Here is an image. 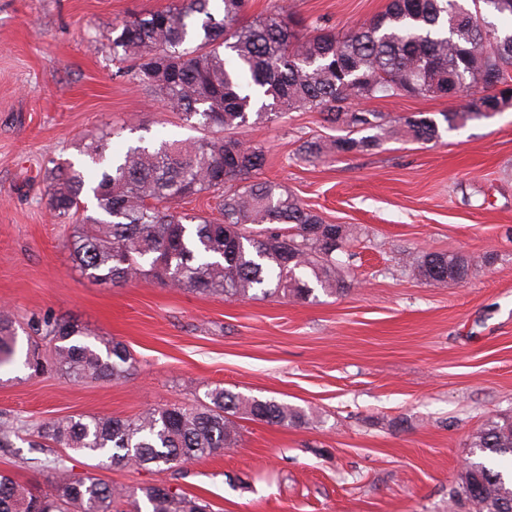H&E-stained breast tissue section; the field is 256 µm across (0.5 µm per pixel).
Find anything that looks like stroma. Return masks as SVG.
<instances>
[{
	"mask_svg": "<svg viewBox=\"0 0 512 512\" xmlns=\"http://www.w3.org/2000/svg\"><path fill=\"white\" fill-rule=\"evenodd\" d=\"M170 0H0V306L20 326L49 313L125 343L120 380L75 383L17 363L0 368V419L17 422L0 470L44 488L53 459L74 474L91 458L40 445L37 427L73 414L134 417L221 385L303 410L305 428L243 421L242 440L172 469L101 470L113 485L166 487L212 512H448L489 417L512 414V107L436 143L395 136L372 151L310 162L303 142L331 136L321 112L237 130L261 145L260 177L326 223L354 231L352 286L310 300L201 295L148 279L93 282L48 208L50 163L110 147L197 139L201 126L117 76L109 34ZM387 0H247L245 21L282 7L309 28L345 33ZM472 257L465 284L433 285L402 259Z\"/></svg>",
	"mask_w": 512,
	"mask_h": 512,
	"instance_id": "35a3bbf8",
	"label": "stroma"
}]
</instances>
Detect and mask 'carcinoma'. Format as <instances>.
<instances>
[{
  "label": "carcinoma",
  "instance_id": "obj_1",
  "mask_svg": "<svg viewBox=\"0 0 512 512\" xmlns=\"http://www.w3.org/2000/svg\"><path fill=\"white\" fill-rule=\"evenodd\" d=\"M173 0L163 9L112 28L120 74L154 92L170 112L195 118L211 135L194 141L137 145L104 164V138L84 147L82 170L46 169L49 209L73 223L67 247L82 275L123 284L138 278L202 295L265 296L307 300L316 289L350 287L341 259L349 230L327 224L284 186L258 181L262 147L232 132L258 122H279L290 112L317 110L340 135L307 141L308 161L380 147L387 134L438 142L443 133L488 118L512 100V30L485 20L500 16L496 0H389L386 9L344 34L306 32L303 19L274 10L241 22L245 0ZM494 73L490 86L484 74ZM462 98L453 109L392 117L355 109L375 98ZM96 210L76 218L83 191ZM203 193L220 198L219 218L180 212L171 203ZM427 283H463L472 260L461 253H423L408 262ZM19 324L0 310V365L16 361ZM24 365L41 369L38 342L49 345L55 371L75 382L119 380L134 369L120 341L100 350L90 333L69 320L45 315L29 324ZM304 427L308 416L274 398L248 397L220 385L196 403L150 409L133 418L69 415L48 421L38 437L62 448L107 458L113 469H171L235 448L238 420ZM469 461L452 509L512 512V478L494 457H512V416L488 419L467 443ZM50 485L34 494L0 471V512H119L142 493L150 512H208V505L169 489L117 487L89 474L77 477L61 463Z\"/></svg>",
  "mask_w": 512,
  "mask_h": 512
}]
</instances>
